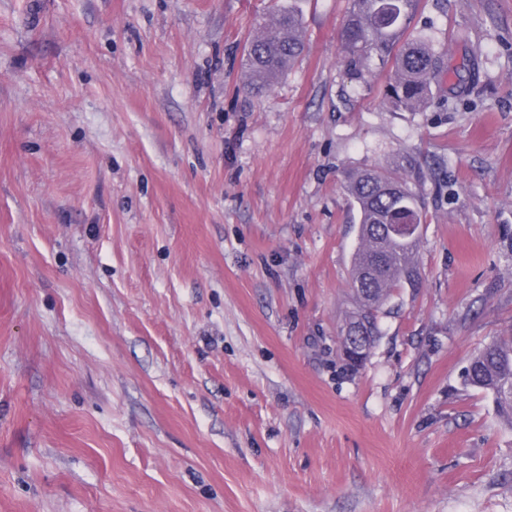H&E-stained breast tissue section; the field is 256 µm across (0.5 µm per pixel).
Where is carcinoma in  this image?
<instances>
[{
  "label": "carcinoma",
  "instance_id": "1",
  "mask_svg": "<svg viewBox=\"0 0 512 512\" xmlns=\"http://www.w3.org/2000/svg\"><path fill=\"white\" fill-rule=\"evenodd\" d=\"M420 0H350L343 36L342 63L346 72L364 83L374 73L391 71L383 88V102L395 112L424 110L432 97V82L451 74L447 51L428 38L409 33ZM303 27L293 8H284L259 28L246 48L247 88L261 91L290 70L305 51ZM410 160L389 168L353 169L345 173L344 189L359 214V242L352 256V282H360L356 310L372 308L365 340L375 346L379 315L394 291L419 287L416 265L418 241L397 242L387 233L393 222L422 223V211L411 182ZM466 385L493 395L512 412V336H503L475 356L464 375Z\"/></svg>",
  "mask_w": 512,
  "mask_h": 512
}]
</instances>
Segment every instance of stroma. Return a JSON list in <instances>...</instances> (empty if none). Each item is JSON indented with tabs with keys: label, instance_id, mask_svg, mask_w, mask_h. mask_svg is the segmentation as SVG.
Here are the masks:
<instances>
[{
	"label": "stroma",
	"instance_id": "stroma-1",
	"mask_svg": "<svg viewBox=\"0 0 512 512\" xmlns=\"http://www.w3.org/2000/svg\"><path fill=\"white\" fill-rule=\"evenodd\" d=\"M349 0H0V512H512V0H421L469 88L394 112ZM293 5L267 92L244 49ZM410 159L421 283L364 365L350 169ZM305 47L298 13L290 6L277 11L261 24L258 34L245 48L247 88L257 91L270 88L293 67ZM464 382L492 394L499 407L512 413V336H502L475 356Z\"/></svg>",
	"mask_w": 512,
	"mask_h": 512
}]
</instances>
